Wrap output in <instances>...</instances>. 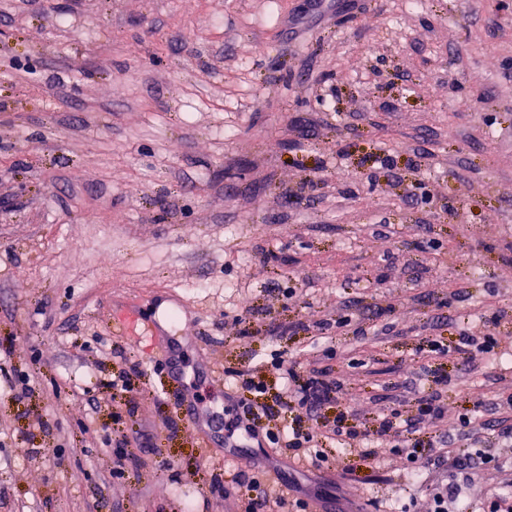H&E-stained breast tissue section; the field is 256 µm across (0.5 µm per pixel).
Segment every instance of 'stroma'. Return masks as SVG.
Masks as SVG:
<instances>
[{
	"label": "stroma",
	"mask_w": 512,
	"mask_h": 512,
	"mask_svg": "<svg viewBox=\"0 0 512 512\" xmlns=\"http://www.w3.org/2000/svg\"><path fill=\"white\" fill-rule=\"evenodd\" d=\"M172 308L167 341L113 330ZM493 316L494 349L451 352ZM244 367L270 403L320 369L319 420L369 429L437 390L512 497V0H0V512H236L214 477L257 471L308 512H429L425 460L236 446L214 372Z\"/></svg>",
	"instance_id": "obj_1"
}]
</instances>
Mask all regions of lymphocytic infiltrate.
<instances>
[{"mask_svg":"<svg viewBox=\"0 0 512 512\" xmlns=\"http://www.w3.org/2000/svg\"><path fill=\"white\" fill-rule=\"evenodd\" d=\"M236 389L242 395L238 401L243 412L241 425L247 435H258L262 418L272 417L274 410L294 412L292 424L283 431L273 434L274 444L285 448L299 461L312 469H322L329 462L324 450L325 444H340L345 455H357L364 459L377 460L385 454L398 453L399 445L395 439L400 433H407L411 438V459L422 457L427 446L426 427L443 418L445 409L437 396L432 394L415 395L414 415L403 421L402 427H395L392 415H382L376 429L371 432L361 431L358 424L350 422L347 415H340L324 430L316 431L302 424L304 415H312L330 402L338 383L333 379L323 378L316 372L301 376L290 372L291 387L287 399L279 401L277 407L262 404L261 396L267 392L266 385L257 380L252 369L233 370ZM225 497L235 498L240 504V512H288L289 507L299 508L305 512L307 502L304 499H288L283 490L273 483L261 481L258 477L236 480L224 486Z\"/></svg>","mask_w":512,"mask_h":512,"instance_id":"1","label":"lymphocytic infiltrate"}]
</instances>
